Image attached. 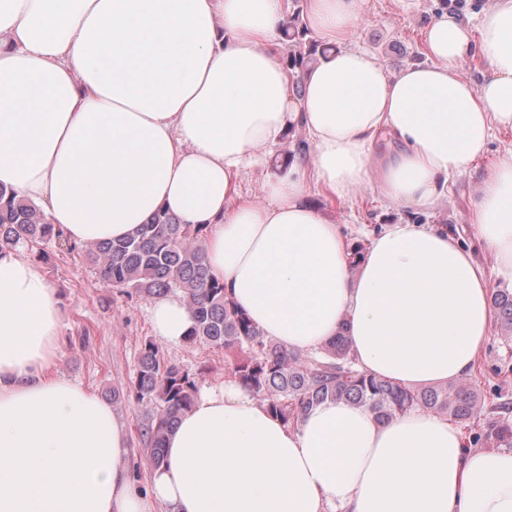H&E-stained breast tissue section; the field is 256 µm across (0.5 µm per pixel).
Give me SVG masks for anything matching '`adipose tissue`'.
I'll use <instances>...</instances> for the list:
<instances>
[{
	"label": "adipose tissue",
	"instance_id": "adipose-tissue-1",
	"mask_svg": "<svg viewBox=\"0 0 512 512\" xmlns=\"http://www.w3.org/2000/svg\"><path fill=\"white\" fill-rule=\"evenodd\" d=\"M288 0H0V186L77 244L130 235L157 211L204 226L206 264L267 336L311 352L346 333L362 372L419 389L460 381L490 338L491 273L446 228L400 222L364 251L311 206L376 180L423 208L512 131V0L478 31L441 12L426 62L390 71L348 44L362 0H306L332 52L294 94L279 53ZM482 58L481 84L458 70ZM294 158L257 203L247 166L290 128ZM393 151L374 149L380 138ZM472 225L512 268V152L481 184ZM154 332L183 341L180 296ZM58 293L42 268L0 254V512H512V451L475 450L447 417L382 423L328 400L298 424L232 383L203 387L165 443L149 497L134 486L111 406L50 374Z\"/></svg>",
	"mask_w": 512,
	"mask_h": 512
}]
</instances>
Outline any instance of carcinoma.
<instances>
[{"label": "carcinoma", "mask_w": 512, "mask_h": 512, "mask_svg": "<svg viewBox=\"0 0 512 512\" xmlns=\"http://www.w3.org/2000/svg\"><path fill=\"white\" fill-rule=\"evenodd\" d=\"M283 35L288 42V69L293 74H303L318 55L328 51L303 42L305 30L297 12L288 17ZM204 240L202 227L181 224L159 211L127 239L88 242L84 248L100 279L129 296L161 298L181 293L194 319L185 341L222 348L226 355L247 353L234 364L236 382L288 424L297 423L310 408L329 399L366 405L382 423L412 409L447 415L460 423L477 417L479 397L473 387L456 381L409 390L367 375L355 367L348 337L342 333L323 347L322 359L290 350L266 336L226 298L224 283L209 275ZM52 241L70 251L77 249L48 222L41 208L0 187V253L19 247L33 249ZM493 304L501 330L507 336L512 334V290H497ZM134 389L139 401L154 405L143 424L142 437L150 465L156 469L165 460L169 432L193 406L197 383L189 373L166 363L157 346L147 340ZM486 438L511 445L512 426L491 424Z\"/></svg>", "instance_id": "1"}]
</instances>
